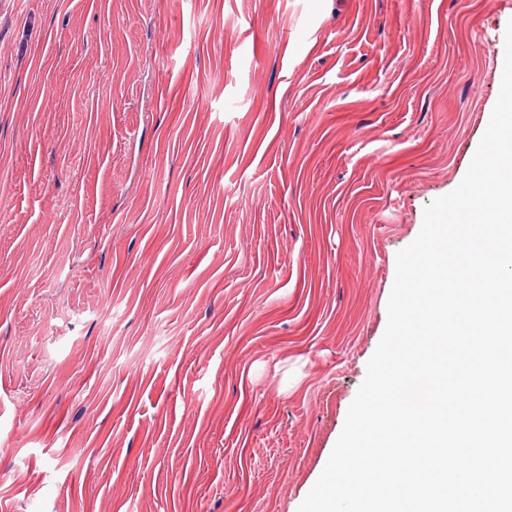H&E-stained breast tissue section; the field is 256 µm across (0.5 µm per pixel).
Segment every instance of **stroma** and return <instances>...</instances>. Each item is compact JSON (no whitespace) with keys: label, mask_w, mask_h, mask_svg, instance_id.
Wrapping results in <instances>:
<instances>
[{"label":"stroma","mask_w":512,"mask_h":512,"mask_svg":"<svg viewBox=\"0 0 512 512\" xmlns=\"http://www.w3.org/2000/svg\"><path fill=\"white\" fill-rule=\"evenodd\" d=\"M500 0H0V512H297Z\"/></svg>","instance_id":"obj_1"}]
</instances>
